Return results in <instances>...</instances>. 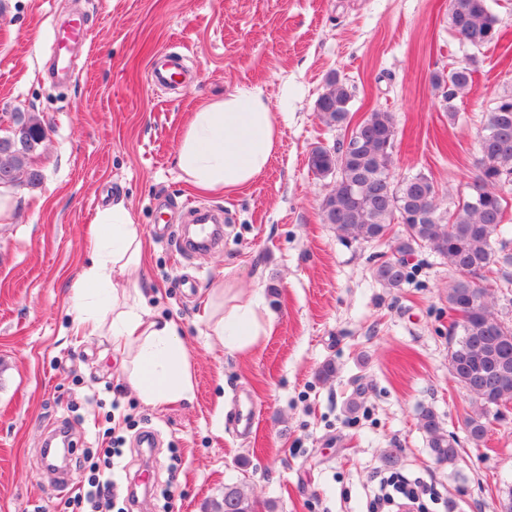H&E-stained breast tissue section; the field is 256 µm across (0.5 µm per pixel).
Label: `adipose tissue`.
Returning a JSON list of instances; mask_svg holds the SVG:
<instances>
[{
    "label": "adipose tissue",
    "mask_w": 512,
    "mask_h": 512,
    "mask_svg": "<svg viewBox=\"0 0 512 512\" xmlns=\"http://www.w3.org/2000/svg\"><path fill=\"white\" fill-rule=\"evenodd\" d=\"M278 139L277 116L261 91L238 88L192 112L177 165L191 186L230 194L268 168ZM94 222L95 257L74 293L76 331L111 336L143 404L157 407L190 398V361L180 326L152 315L138 286L143 241L137 224L120 204L99 209ZM116 272L125 278L123 288L112 282ZM212 307L208 333L230 350H248L271 332L272 322L258 304L242 300L231 286L214 289Z\"/></svg>",
    "instance_id": "adipose-tissue-1"
}]
</instances>
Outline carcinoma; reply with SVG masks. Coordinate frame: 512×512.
<instances>
[{"mask_svg":"<svg viewBox=\"0 0 512 512\" xmlns=\"http://www.w3.org/2000/svg\"><path fill=\"white\" fill-rule=\"evenodd\" d=\"M448 22L460 43L470 49L480 50L501 37L499 19L488 0H450ZM475 64L472 56L470 63L431 77L433 86L442 90L452 121L458 115L454 100L472 83ZM326 84L316 104L320 120L328 127L349 124L347 82L332 74ZM352 134L359 148L351 154H344L340 143L333 148L317 146L309 155L315 175L335 177L321 203L322 220L342 240L380 242L391 233L402 208L409 218L396 238L394 255L377 266V281L386 288L402 287L410 279L407 259L420 247L448 260L458 273L447 294L448 309L459 315L449 328L448 364L456 383L474 400L464 428L469 440L479 446L485 441L489 418H499L500 407L512 404V321L499 316L488 301L490 288L512 287V249L504 237V193L512 192V93L497 97L488 112L471 192L446 218L438 213L437 190L426 176L392 181L389 165L396 124L391 113H370ZM45 137L46 128L37 119H17L12 138L0 140V152L8 156L4 168L30 172L28 185H36L40 174L31 168L30 153ZM420 423L436 460L456 464L458 442L441 433L439 417L427 410ZM217 508L256 512L257 502L238 487L227 486Z\"/></svg>","mask_w":512,"mask_h":512,"instance_id":"carcinoma-1","label":"carcinoma"}]
</instances>
